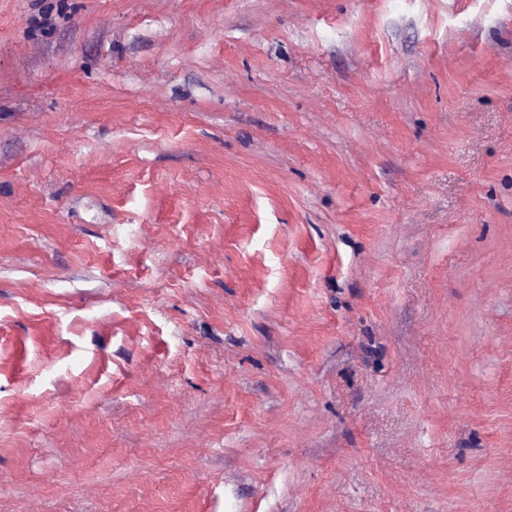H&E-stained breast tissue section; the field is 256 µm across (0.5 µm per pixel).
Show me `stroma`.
<instances>
[{
	"instance_id": "obj_1",
	"label": "stroma",
	"mask_w": 512,
	"mask_h": 512,
	"mask_svg": "<svg viewBox=\"0 0 512 512\" xmlns=\"http://www.w3.org/2000/svg\"><path fill=\"white\" fill-rule=\"evenodd\" d=\"M0 512H512V0H0Z\"/></svg>"
}]
</instances>
